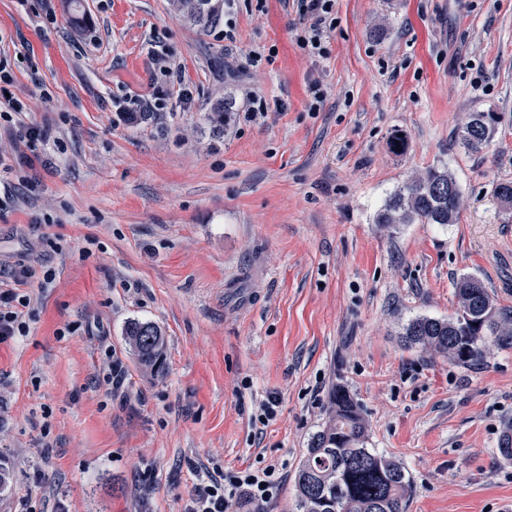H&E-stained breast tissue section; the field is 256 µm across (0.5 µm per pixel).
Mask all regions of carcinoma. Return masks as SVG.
Segmentation results:
<instances>
[{"label":"carcinoma","instance_id":"cac0c4a2","mask_svg":"<svg viewBox=\"0 0 512 512\" xmlns=\"http://www.w3.org/2000/svg\"><path fill=\"white\" fill-rule=\"evenodd\" d=\"M179 7L194 24L216 22L222 0H179ZM232 103L207 115L216 129L230 119ZM493 112H473L461 140L472 152L490 142ZM462 207L456 179L448 170L431 167L408 179L386 199L377 223L391 231L402 224H455ZM459 308L444 320L418 317L405 327V344L448 357L460 366L481 361L491 345L512 347V309L494 303L484 283L472 275L455 282ZM126 336L139 361L155 367L162 363L165 339L151 322L132 321ZM330 417L314 433L294 476L297 512H406L410 478L402 464L367 447L368 425L359 407L342 387L333 389Z\"/></svg>","mask_w":512,"mask_h":512}]
</instances>
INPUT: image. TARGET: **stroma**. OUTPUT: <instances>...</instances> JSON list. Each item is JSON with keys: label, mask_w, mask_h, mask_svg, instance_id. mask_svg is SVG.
I'll return each instance as SVG.
<instances>
[{"label": "stroma", "mask_w": 512, "mask_h": 512, "mask_svg": "<svg viewBox=\"0 0 512 512\" xmlns=\"http://www.w3.org/2000/svg\"><path fill=\"white\" fill-rule=\"evenodd\" d=\"M335 16L313 56L294 0H235L229 41L173 0H0V114L46 132L26 182L0 172V266L54 272L28 290V335L0 345V512H184L201 467L270 465L271 502L230 512H296L338 385L407 471V512H512V348L464 367L402 342L410 320L456 313L463 275L512 308L494 195L512 181V0H336ZM154 42L189 100L130 123L117 106L152 94ZM256 51L274 60L246 71ZM474 112L500 117L478 153L459 139ZM431 167L460 186L458 222L377 224ZM133 320L161 329V368L137 360Z\"/></svg>", "instance_id": "35a3bbf8"}]
</instances>
